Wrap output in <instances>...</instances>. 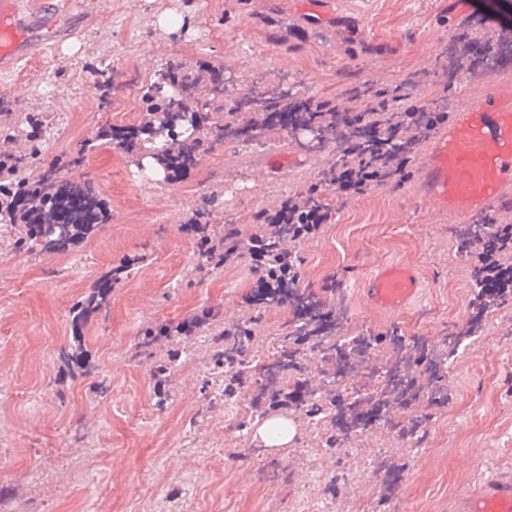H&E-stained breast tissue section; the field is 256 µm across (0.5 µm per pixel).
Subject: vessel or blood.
<instances>
[{"instance_id": "obj_1", "label": "vessel or blood", "mask_w": 512, "mask_h": 512, "mask_svg": "<svg viewBox=\"0 0 512 512\" xmlns=\"http://www.w3.org/2000/svg\"><path fill=\"white\" fill-rule=\"evenodd\" d=\"M56 9L40 0L20 5L0 0V61L19 59L58 33ZM342 0H307L290 15V33L353 29ZM416 193L449 223L464 224L488 214L512 197V79L466 87L436 132L428 137L414 181ZM365 300L377 310L397 314L413 306L422 282L403 263L378 265L362 282ZM454 512H512V474L481 477L458 498Z\"/></svg>"}]
</instances>
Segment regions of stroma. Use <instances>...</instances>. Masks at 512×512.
<instances>
[{
  "instance_id": "obj_1",
  "label": "stroma",
  "mask_w": 512,
  "mask_h": 512,
  "mask_svg": "<svg viewBox=\"0 0 512 512\" xmlns=\"http://www.w3.org/2000/svg\"><path fill=\"white\" fill-rule=\"evenodd\" d=\"M303 0H107L66 9L71 38L56 48L0 68V89L26 112H52L65 125L49 140L44 158L79 148L104 122L141 120L142 88L173 55L224 66L229 92L246 96L261 77L287 75L300 94L339 100L356 84H394L414 76L412 100L457 101V86L436 78L441 54L463 29L496 24L512 28V0H471L468 18L448 22V0H349L358 37L345 55L332 42L282 37L280 20ZM117 57V90L110 111L98 107L99 91L86 71L92 59ZM275 151L288 166L262 175L265 154L224 143L204 154L190 177L163 188L140 181L121 149L90 150L86 171L96 177L111 220L64 254L17 255L0 246V496L23 502L27 512H293L310 470L322 467L317 440L291 449L285 465L292 477L268 480L269 454L233 460L234 433L216 409L197 427L189 419L202 403V364L190 359L175 377L173 401L154 406L146 365L129 358L144 324L178 321L206 306L221 307L225 320L248 313L254 286L245 271L225 270L199 288L181 285L195 242L181 224L192 202L232 179L245 185L219 223L247 229L257 206L274 207L292 193L305 149L286 133ZM330 223L298 246L303 284L320 290L344 280L349 331L398 330L408 338L439 344L468 314L470 282L456 256L448 223L422 202L411 181L373 187L348 199L326 196ZM150 255L112 291L107 322H90L85 346L93 375L61 377L56 359L70 333L69 310L123 257ZM400 261L420 272L419 301L400 314L374 310L359 291L377 265ZM76 265L68 278L64 265ZM110 391L95 397L91 386ZM449 403L434 409L426 444L399 483L395 512H453L455 500L473 489L480 469H512V306L496 312L488 332L451 366ZM180 497L167 501L169 489Z\"/></svg>"
}]
</instances>
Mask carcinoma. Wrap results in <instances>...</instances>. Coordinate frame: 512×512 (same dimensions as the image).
Returning <instances> with one entry per match:
<instances>
[{
	"instance_id": "obj_1",
	"label": "carcinoma",
	"mask_w": 512,
	"mask_h": 512,
	"mask_svg": "<svg viewBox=\"0 0 512 512\" xmlns=\"http://www.w3.org/2000/svg\"><path fill=\"white\" fill-rule=\"evenodd\" d=\"M86 68L96 79L102 104H110L115 89L112 69L100 60ZM223 91L222 65L172 58L148 85L144 97L149 106L139 124L106 123L94 142L61 154L48 166L43 164L48 122L38 112L16 111L13 101L1 95L0 126L22 138L26 148L0 152V238L15 254H62L106 223L110 213L99 185L83 171L87 151L96 146L117 145L138 168L148 160L161 182L169 183L188 178L203 154L224 141L227 129L247 142L267 137L272 128L268 110L292 107L288 132L306 127L330 148L313 151L314 179H304L296 192L279 200L278 205H288V218L273 222L262 208L250 216L246 232L218 224L224 192L213 190L193 204L183 223L184 232L196 240L185 286L198 287L227 266H243L263 283L249 297V316L226 322L220 308L208 306L176 324L150 323L134 339L130 354L149 367L156 405L162 408L171 397V375L199 353L210 375L201 386L208 398L205 412L248 392L251 417L231 425L246 441L259 422L278 415L296 423L295 439L316 434L318 447L334 459L350 441L379 425L396 440L397 448L371 469L382 478L371 512H391L406 460L428 435L426 409L448 405L449 366L484 334L494 312L512 306V203H503L491 219L481 217L452 229L472 294L467 320L455 326L442 345L431 347L395 331L348 334L343 309L300 285L297 243L320 229L305 220L317 215L324 224L331 221L324 192L353 164L370 166L384 181L393 182L427 138L424 117L416 112H356L352 117L345 112H308L306 98L287 91L258 93L229 104ZM395 128L400 142L388 148L384 134ZM147 260L145 253L124 258L72 306V339L57 351L70 370L92 372L84 330L91 319L107 316L112 289ZM281 307L288 308L292 318L281 324L278 346L265 351L257 340L262 321Z\"/></svg>"
}]
</instances>
